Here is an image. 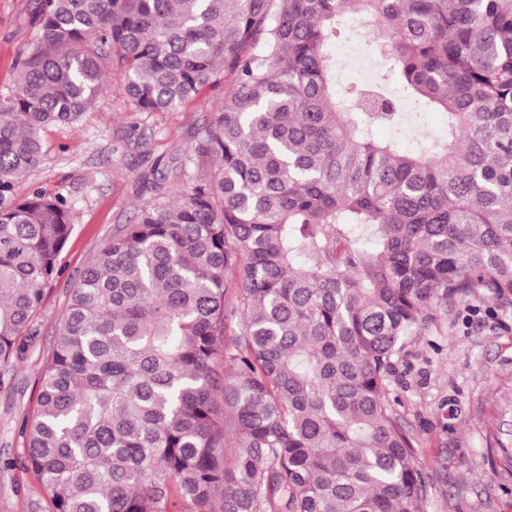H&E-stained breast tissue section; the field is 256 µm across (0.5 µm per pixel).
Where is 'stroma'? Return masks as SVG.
Segmentation results:
<instances>
[{
  "mask_svg": "<svg viewBox=\"0 0 512 512\" xmlns=\"http://www.w3.org/2000/svg\"><path fill=\"white\" fill-rule=\"evenodd\" d=\"M33 9L34 0H0V95L15 83L18 54L31 48ZM105 80L107 90L79 123L43 131L42 161L17 186L21 194L37 186L63 195L73 206V229L59 257L61 274L32 317L23 359L0 385V512H49L24 466L21 425L36 411L70 285L133 217L138 174L181 155L192 127L224 97L223 87L209 88L175 111L148 116L126 109L117 91L121 74L106 70ZM132 124L146 138V152H116ZM386 391L427 477L426 512H512V464L500 450L512 446V310L493 312L477 297L439 308L435 325L408 337Z\"/></svg>",
  "mask_w": 512,
  "mask_h": 512,
  "instance_id": "1",
  "label": "stroma"
}]
</instances>
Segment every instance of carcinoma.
<instances>
[{
  "label": "carcinoma",
  "instance_id": "1",
  "mask_svg": "<svg viewBox=\"0 0 512 512\" xmlns=\"http://www.w3.org/2000/svg\"><path fill=\"white\" fill-rule=\"evenodd\" d=\"M346 13L377 68L340 88ZM32 24L0 95L1 366L72 229L15 192L42 130L105 60L133 112L224 83L69 289L22 424L51 512H426L386 381L439 305L512 306V0H35Z\"/></svg>",
  "mask_w": 512,
  "mask_h": 512
}]
</instances>
